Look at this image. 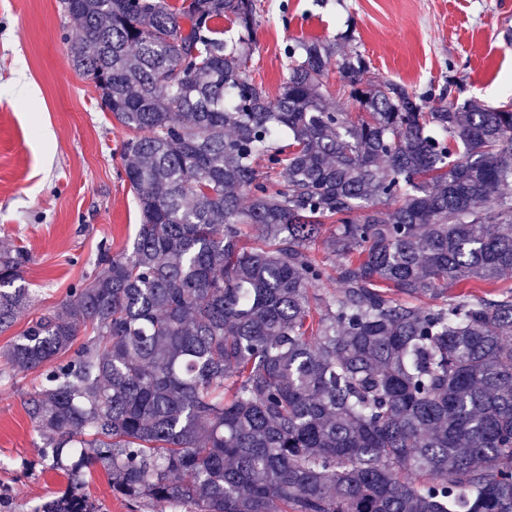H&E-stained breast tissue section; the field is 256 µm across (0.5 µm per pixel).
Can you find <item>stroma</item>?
Segmentation results:
<instances>
[{"instance_id": "1", "label": "stroma", "mask_w": 512, "mask_h": 512, "mask_svg": "<svg viewBox=\"0 0 512 512\" xmlns=\"http://www.w3.org/2000/svg\"><path fill=\"white\" fill-rule=\"evenodd\" d=\"M256 50L247 74L279 93L293 39H327L354 29L347 53H361L374 80L425 90L448 72L463 81L449 101L512 102V0H258ZM75 36L60 0H0V249L30 261L17 287L29 298L0 330V512H33L70 485L42 459L25 402L36 373L10 368L7 345L30 320L66 301L96 269L101 249H130L139 214L119 154L130 132L100 106L73 65ZM81 491L102 512H180L112 491L103 469Z\"/></svg>"}]
</instances>
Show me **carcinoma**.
<instances>
[{
  "label": "carcinoma",
  "instance_id": "cac0c4a2",
  "mask_svg": "<svg viewBox=\"0 0 512 512\" xmlns=\"http://www.w3.org/2000/svg\"><path fill=\"white\" fill-rule=\"evenodd\" d=\"M62 4L140 223L8 347L43 458L186 512H512V104L375 84L318 38L271 98L256 0ZM29 261L0 250L1 329Z\"/></svg>",
  "mask_w": 512,
  "mask_h": 512
}]
</instances>
